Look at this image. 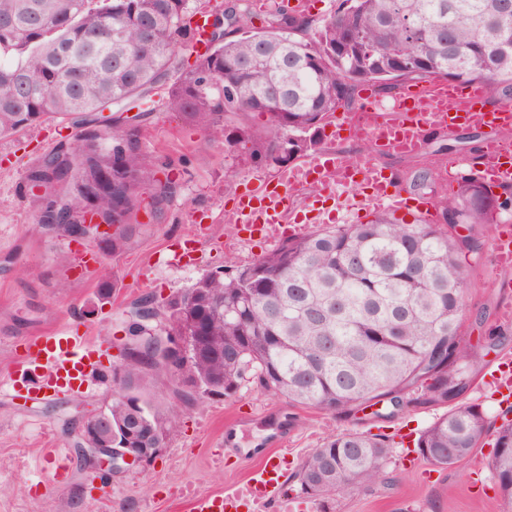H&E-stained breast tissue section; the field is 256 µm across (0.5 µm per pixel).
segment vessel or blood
Wrapping results in <instances>:
<instances>
[{
    "mask_svg": "<svg viewBox=\"0 0 512 512\" xmlns=\"http://www.w3.org/2000/svg\"><path fill=\"white\" fill-rule=\"evenodd\" d=\"M487 90L478 83L450 84L439 80L424 87L406 88L394 100L385 101L366 94L361 110L369 120L367 129L355 136L367 143L372 152L393 151L413 155L422 150L429 129L452 127L460 123L493 126L504 135L484 142L483 165L479 177L495 186L512 184V104L486 109ZM309 183L337 200L340 208L359 212L370 208L399 210L403 194L393 177L384 174L371 159L351 162L331 154L315 153L288 170L275 185H267L241 195L225 212L234 224L254 230L287 223L294 212V191ZM497 264H512V226L504 225L493 243ZM99 342L89 337L54 332L31 339L29 358L20 362L17 373L27 391L87 387L99 370ZM279 474L273 461H265L240 487L221 493L195 497L192 512H246L251 504L273 498L278 490Z\"/></svg>",
    "mask_w": 512,
    "mask_h": 512,
    "instance_id": "1",
    "label": "vessel or blood"
}]
</instances>
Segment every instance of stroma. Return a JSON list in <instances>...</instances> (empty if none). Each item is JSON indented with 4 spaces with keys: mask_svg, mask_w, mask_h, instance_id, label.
<instances>
[{
    "mask_svg": "<svg viewBox=\"0 0 512 512\" xmlns=\"http://www.w3.org/2000/svg\"><path fill=\"white\" fill-rule=\"evenodd\" d=\"M152 99L142 145L159 168L172 173L181 192L163 214H138L139 229L124 251L96 263L65 230L47 233L37 226L26 180L68 129L46 122L0 137V512H191L196 494L242 486L268 455L280 462L283 481H290L309 451L345 432L386 436L392 462L386 484L337 497L335 512H502L489 467L493 437L450 468L431 465L416 452L420 431L441 408L407 405L387 419L369 407L340 417L289 406L249 384L227 399L179 405L180 423L150 464L112 475L84 465L76 451L77 421L112 401V364L120 358L129 310L148 297L163 301L224 264L251 261L278 246L260 232L227 224L224 210L239 195L275 183L279 170L225 150L223 141L167 111L164 89H156ZM498 134L489 126L475 132L462 125L443 135L433 129L419 154L375 155L332 118L319 131L318 149L343 151L356 161L374 159L407 196L435 206L454 194L460 176L474 174L484 141ZM433 153L447 164L433 171L429 188L416 190L412 181ZM492 242L485 237L469 269L462 333L471 344L491 332L505 336L464 397L497 426L512 419V402L504 401L491 377L499 364L512 361V267L495 266ZM106 281L112 289H103ZM62 329L102 342L97 382L81 392L32 400L15 392L14 368L29 340ZM276 422L288 427L282 447L271 444Z\"/></svg>",
    "mask_w": 512,
    "mask_h": 512,
    "instance_id": "1",
    "label": "stroma"
}]
</instances>
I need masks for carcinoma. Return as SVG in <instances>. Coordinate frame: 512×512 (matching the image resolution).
Segmentation results:
<instances>
[{"label": "carcinoma", "instance_id": "cac0c4a2", "mask_svg": "<svg viewBox=\"0 0 512 512\" xmlns=\"http://www.w3.org/2000/svg\"><path fill=\"white\" fill-rule=\"evenodd\" d=\"M0 0V137L47 121L75 129L29 170L32 202L45 230L84 223L86 210L116 226L111 252L127 246L145 198L158 214L177 184L157 179L138 126L125 116L152 111L150 93L169 86L166 107L196 123L229 151L283 167L318 145V133L368 84L391 92L405 80L481 82L489 95L512 91V9L504 0H341L325 19L278 9L260 32L246 28L247 0H235L208 33L209 49L175 68L195 38L189 0ZM109 115H103V112ZM266 116L259 129L224 123ZM512 199L475 177L440 201L441 223L400 224L385 214L366 224L321 229L284 240L250 262L230 263L168 299L164 318L126 323L155 343L194 336L184 368L200 396L230 398L253 384L292 406L348 415L385 402L393 417L402 395L415 405L449 406L415 448L448 468L471 458L491 425L460 402L499 347L461 338L468 267L481 237ZM469 225L459 236L456 227ZM169 367L149 352L125 360L128 394L112 399L115 437L139 403L142 430L163 446L177 412L141 391ZM491 463L503 512H512V421L495 429ZM392 451L382 435H331L309 452L285 495L316 498L331 512L336 495L385 483Z\"/></svg>", "mask_w": 512, "mask_h": 512}]
</instances>
